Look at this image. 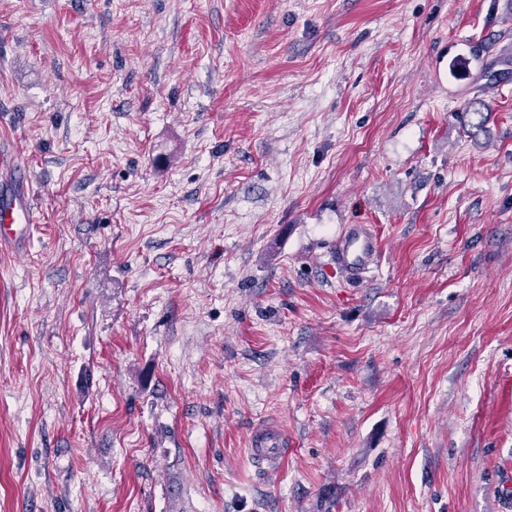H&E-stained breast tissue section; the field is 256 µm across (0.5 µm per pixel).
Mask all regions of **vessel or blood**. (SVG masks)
I'll use <instances>...</instances> for the list:
<instances>
[{
  "label": "vessel or blood",
  "instance_id": "vessel-or-blood-1",
  "mask_svg": "<svg viewBox=\"0 0 512 512\" xmlns=\"http://www.w3.org/2000/svg\"><path fill=\"white\" fill-rule=\"evenodd\" d=\"M35 189L26 171L15 170L10 178H0V247L25 246L36 222ZM380 240L366 224L348 225L337 239L330 255L329 268L350 279L362 278L375 264ZM287 439L274 426L265 427L250 439L249 454L261 469H280Z\"/></svg>",
  "mask_w": 512,
  "mask_h": 512
}]
</instances>
